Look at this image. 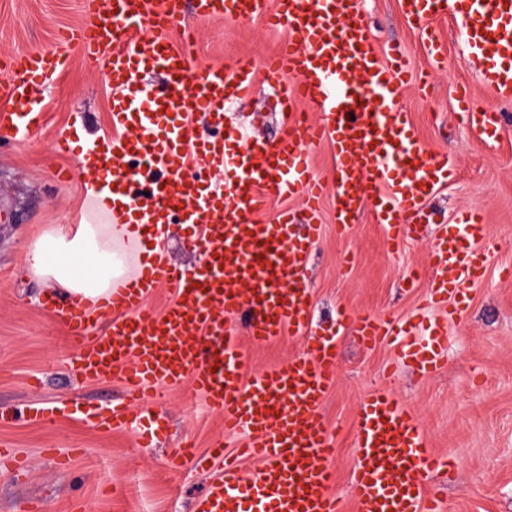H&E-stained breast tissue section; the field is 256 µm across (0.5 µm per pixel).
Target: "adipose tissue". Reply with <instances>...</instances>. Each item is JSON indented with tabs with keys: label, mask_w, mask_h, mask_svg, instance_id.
<instances>
[{
	"label": "adipose tissue",
	"mask_w": 512,
	"mask_h": 512,
	"mask_svg": "<svg viewBox=\"0 0 512 512\" xmlns=\"http://www.w3.org/2000/svg\"><path fill=\"white\" fill-rule=\"evenodd\" d=\"M86 188L105 223L80 225L71 238L60 232L46 234L28 250L25 262L35 275L95 306L125 282L128 268L121 245L139 239L141 231L125 197L95 177Z\"/></svg>",
	"instance_id": "obj_1"
}]
</instances>
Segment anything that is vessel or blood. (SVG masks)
<instances>
[{"label": "vessel or blood", "mask_w": 512, "mask_h": 512, "mask_svg": "<svg viewBox=\"0 0 512 512\" xmlns=\"http://www.w3.org/2000/svg\"><path fill=\"white\" fill-rule=\"evenodd\" d=\"M84 5L81 24L66 39L78 42L86 59L105 61L112 124L122 133L110 150L95 151L89 174L111 178L116 193L126 197L143 175L125 167L124 158L157 170L158 179L148 187L150 210L140 220L147 238L156 237L178 212L185 223H215L219 229L206 241L207 267L195 275L172 264L151 265L117 289L104 303L114 313L108 333L95 335L92 313L70 303L64 318L79 350L78 371L88 381L119 380L130 397L147 404L162 389L192 381L229 434L248 435L238 454L260 459V467L225 469L199 512H339L327 464L334 443L321 415L336 382L338 339L314 330L304 276L322 231L324 195L332 197L339 231L350 230L369 210L395 246L416 237L427 201L451 174L447 153L422 143L408 113L393 107L408 85L405 61L379 59L361 0H201V18L261 15L269 27L289 31L263 67L237 58L202 71L187 43L169 35L174 0H84ZM403 6L422 29L431 16L454 11L483 84L500 96L512 95V5L403 0ZM11 67L14 79L0 82V133L24 136L39 118L32 89L58 73L61 63L53 54L25 53L13 58ZM155 68L168 77L167 88L156 93L142 81L143 73ZM259 77L283 110L281 134L272 141L241 133L230 141H197L198 161L225 175L223 188L211 189L187 170L183 118L189 112L222 115L225 103L248 97ZM300 101L311 106L316 119L296 112ZM458 102L483 139L497 137L495 111L474 109L464 94ZM324 144L336 157L328 183L310 163ZM290 197L301 200L304 233H295L284 213L271 224L259 221L270 203ZM489 249L478 210L438 225L428 246L430 305L446 316H463L469 288L486 275ZM161 281L174 300L157 313L146 299ZM245 313L250 316L246 346L230 326ZM340 323L354 327L367 348L395 337L400 359L418 373H435L446 360L444 323H433L414 340L388 313L356 316L344 310ZM297 337L306 342L301 356L247 374L248 346ZM82 419L97 429L123 428L129 412L120 404L89 408ZM354 446L355 512H440L430 484L448 464L431 452L418 418L392 393L376 389L362 399Z\"/></svg>", "instance_id": "1"}]
</instances>
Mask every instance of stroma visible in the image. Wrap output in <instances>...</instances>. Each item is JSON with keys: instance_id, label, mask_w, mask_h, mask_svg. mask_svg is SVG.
<instances>
[{"instance_id": "stroma-1", "label": "stroma", "mask_w": 512, "mask_h": 512, "mask_svg": "<svg viewBox=\"0 0 512 512\" xmlns=\"http://www.w3.org/2000/svg\"><path fill=\"white\" fill-rule=\"evenodd\" d=\"M380 55L401 49L412 78L398 102L409 113L420 139L447 151L455 173L426 205L428 225L417 239L389 248L382 225L364 214L345 236L338 235L331 201L323 203L324 232L313 248L307 285L313 298V324L338 329L337 384L321 413L334 440L333 492L342 512H354L350 476L355 459L353 426L361 400L385 387L416 414L431 448L453 465L432 481L445 512H512V282L501 278L512 267V101L486 88L463 49L462 23L440 17L431 28L441 50L432 63L425 35L402 14L399 0H364ZM83 0H0V81L12 79L7 57L27 51L60 54V75L37 88L40 122L26 137H0V448L13 449L28 465L22 475L0 473V512H196L197 500L219 467L190 468L172 475L165 466L183 440L206 453L223 440L227 457L236 456L244 436L229 437L191 385L167 392L151 411L163 423L158 441L139 445L128 430L95 431L80 418L84 407L120 402L116 382H81L75 374L76 349L65 320L58 317L67 294L33 277L24 256L47 232L71 224H101L84 194L85 179L76 154L109 142L112 92L78 46L60 39L78 24ZM287 30H268L261 19L197 20L184 10L171 31L174 41L191 43L201 67L220 66L232 57L263 63L274 56ZM427 93H420V82ZM475 107H490L500 118L497 142L485 143L467 125L457 106L460 90ZM194 136L207 139L242 128L271 140L281 119L271 91L257 84L253 94L226 105L223 125L205 112L187 117ZM77 151L62 154L61 139ZM482 211L492 244L485 280L468 291L467 311L448 322L443 338L447 364L438 373H414L384 341L363 348L352 330L336 326V308L393 314L410 321L425 299L424 288H406L411 270L427 265L436 223H449L461 209ZM190 224H173L161 242L162 260L191 271L204 259L190 246ZM54 296L57 307L45 309ZM62 407L45 423L24 420L29 405ZM243 470L255 461L237 458Z\"/></svg>"}]
</instances>
